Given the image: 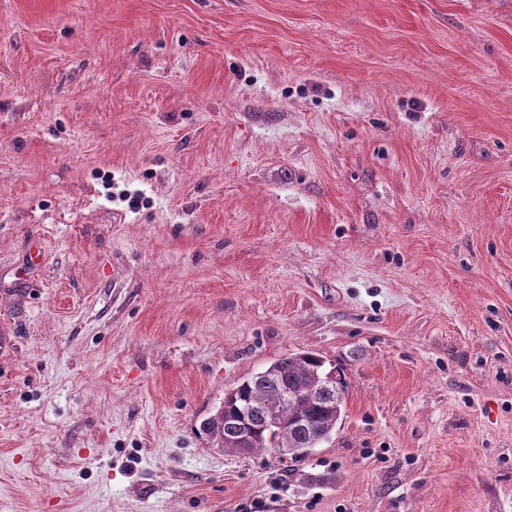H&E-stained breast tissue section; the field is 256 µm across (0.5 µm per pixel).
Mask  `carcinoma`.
<instances>
[{
  "label": "carcinoma",
  "mask_w": 512,
  "mask_h": 512,
  "mask_svg": "<svg viewBox=\"0 0 512 512\" xmlns=\"http://www.w3.org/2000/svg\"><path fill=\"white\" fill-rule=\"evenodd\" d=\"M347 383L323 356L309 351L289 354L243 379L224 393V400L200 423L199 431L211 447L236 453H259L279 448L303 459L336 429L343 413ZM295 399L280 402L282 392ZM275 416L273 423L267 417ZM306 424L308 431L298 428ZM251 427V444L241 448L234 440L237 425Z\"/></svg>",
  "instance_id": "1"
}]
</instances>
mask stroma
I'll return each instance as SVG.
<instances>
[{
  "mask_svg": "<svg viewBox=\"0 0 512 512\" xmlns=\"http://www.w3.org/2000/svg\"><path fill=\"white\" fill-rule=\"evenodd\" d=\"M244 504L512 512V0H0V512ZM328 365L323 356L309 351L277 359L225 392L224 400L201 421L199 431L211 447L225 452L259 453L288 448L292 459L308 457L312 448L335 431L343 413L347 383L335 366ZM327 377L332 385L325 381ZM286 390L283 399L288 400L289 392L295 399L281 403L280 395ZM272 412L275 421L270 424L267 417ZM298 423L309 432L303 433ZM238 424L251 427L249 448H239L249 445L248 428L240 426L236 437L239 446L233 438ZM312 437H319L320 441L315 443ZM286 452L278 451L283 456H287Z\"/></svg>",
  "mask_w": 512,
  "mask_h": 512,
  "instance_id": "35a3bbf8",
  "label": "stroma"
}]
</instances>
